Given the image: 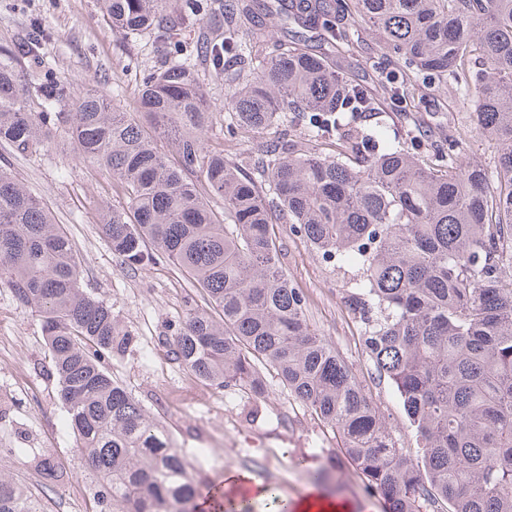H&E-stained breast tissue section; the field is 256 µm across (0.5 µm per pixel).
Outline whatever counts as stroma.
Listing matches in <instances>:
<instances>
[{
    "instance_id": "35a3bbf8",
    "label": "stroma",
    "mask_w": 512,
    "mask_h": 512,
    "mask_svg": "<svg viewBox=\"0 0 512 512\" xmlns=\"http://www.w3.org/2000/svg\"><path fill=\"white\" fill-rule=\"evenodd\" d=\"M213 2L211 13L188 21L180 16L181 0H172L173 41L189 49L203 40L222 45V0ZM265 3L257 16L270 42L297 40L310 52L325 51L319 31H300L276 13L278 0ZM1 45L19 54L22 73H31L35 59H42L53 80L64 84L71 96L92 89L117 110L130 113L138 109L144 79L162 63L150 35L113 31L98 0H0ZM339 56L346 79L380 100L390 135L438 140L447 138L455 125L468 122L469 111L457 96L434 86L421 87L406 108L393 105L386 81L391 58L371 31L361 30L340 48ZM197 68L214 114L205 136L209 149L223 151L234 162L249 160L257 134L241 131L226 136L224 76L203 59ZM0 167L11 170L50 210L55 223L67 228L82 264L84 291L110 305L132 337L129 348L112 358L113 380L167 426L192 473L218 485L228 473L238 471L292 500L314 488L348 502L351 512H383L382 501L366 490L352 468L339 462L335 435L305 405L288 397L276 378H269L268 396L256 403L206 385L173 360L171 345L178 325L203 300L168 261L131 271L113 255L98 220L101 202L119 200L108 170L79 159L61 132L37 153L18 156L0 147ZM276 229L285 243L284 269L308 297L311 324L352 363L399 442L415 447L401 401L390 383L375 380L359 338L360 324L345 303L357 268L325 261L292 235L288 224H277ZM43 455L67 469L69 480L44 484L30 465ZM331 459L337 465L329 467V478L314 484L313 472ZM0 473L31 486L42 497L46 512H95L93 475L75 447L41 320L1 287Z\"/></svg>"
}]
</instances>
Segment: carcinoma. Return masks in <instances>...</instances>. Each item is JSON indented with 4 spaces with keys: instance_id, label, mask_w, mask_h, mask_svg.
I'll return each instance as SVG.
<instances>
[{
    "instance_id": "carcinoma-1",
    "label": "carcinoma",
    "mask_w": 512,
    "mask_h": 512,
    "mask_svg": "<svg viewBox=\"0 0 512 512\" xmlns=\"http://www.w3.org/2000/svg\"><path fill=\"white\" fill-rule=\"evenodd\" d=\"M100 2L113 30L152 33L162 49L140 89L143 120L94 91L73 99L39 74L22 79L15 52L0 48V144L27 154L61 129L81 158L112 173L126 198L101 210L112 253L131 271L168 260L204 297L177 330L175 355L191 375L258 399L274 372L339 436L386 512H512V0H281V15L331 46L364 25L381 37L397 101L420 84H449L473 105V125L424 159L416 141L387 138L375 102L329 57L288 42L259 51L258 33L239 36L252 7L224 0L226 132L280 129L257 145L251 169L206 146L214 115L195 61L166 37L167 0ZM290 112L306 120L300 145L282 129ZM472 131L497 144L493 165L466 159ZM324 132L336 139L333 156L317 151ZM161 137L174 158L158 150ZM275 210L324 259L359 268L346 304L417 450L400 446L352 366L310 324L306 295L282 266ZM0 284L41 318L100 512H196L203 483L182 449L108 370L131 336L111 306L82 293L68 233L3 169ZM33 465L51 484L69 479L49 458ZM0 512L45 508L1 477Z\"/></svg>"
}]
</instances>
